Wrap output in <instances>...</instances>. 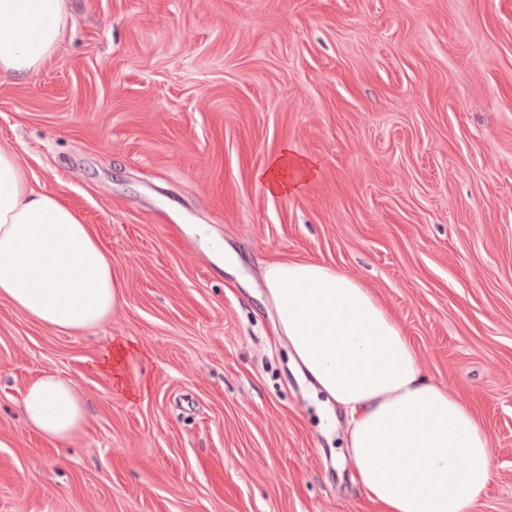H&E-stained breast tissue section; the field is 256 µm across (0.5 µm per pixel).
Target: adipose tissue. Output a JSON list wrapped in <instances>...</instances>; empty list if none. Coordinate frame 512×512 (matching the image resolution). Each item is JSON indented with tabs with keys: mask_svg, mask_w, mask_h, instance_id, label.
<instances>
[{
	"mask_svg": "<svg viewBox=\"0 0 512 512\" xmlns=\"http://www.w3.org/2000/svg\"><path fill=\"white\" fill-rule=\"evenodd\" d=\"M67 0H0V79L22 82L58 49ZM317 172L284 147L256 174L286 195ZM267 296L300 368L343 411L353 481L385 512H473L492 474L490 438L471 406L424 375L402 327L351 276L313 261H269ZM112 258L57 193L33 186L18 155L0 148V299L72 335L109 322L122 301ZM26 425L63 447L87 404L46 373L26 388Z\"/></svg>",
	"mask_w": 512,
	"mask_h": 512,
	"instance_id": "ef3b65f1",
	"label": "adipose tissue"
}]
</instances>
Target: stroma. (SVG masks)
<instances>
[{"label": "stroma", "instance_id": "obj_1", "mask_svg": "<svg viewBox=\"0 0 512 512\" xmlns=\"http://www.w3.org/2000/svg\"><path fill=\"white\" fill-rule=\"evenodd\" d=\"M287 144L319 170L272 196ZM1 145L123 300L86 335L0 300V512H381L273 333L272 259L374 295L486 426L476 512H512V0H69L54 56L0 81ZM45 372L87 398L63 448L21 414ZM131 352L130 345L123 341L111 343L103 352L101 366L114 375L119 382L123 375V366Z\"/></svg>", "mask_w": 512, "mask_h": 512}]
</instances>
